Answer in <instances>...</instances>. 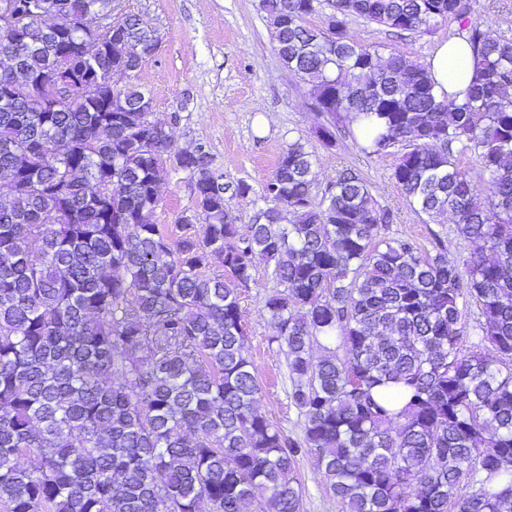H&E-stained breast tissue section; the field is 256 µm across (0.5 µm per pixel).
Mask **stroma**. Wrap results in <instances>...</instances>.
Listing matches in <instances>:
<instances>
[{"label":"stroma","instance_id":"1","mask_svg":"<svg viewBox=\"0 0 512 512\" xmlns=\"http://www.w3.org/2000/svg\"><path fill=\"white\" fill-rule=\"evenodd\" d=\"M256 4L257 0H114L112 12L116 19L134 13L159 34L158 50L136 80L151 89L152 117L169 126L175 148L206 144L225 181L251 185L249 197L226 200L238 218L239 233H247L282 149L299 139L317 158L314 196H321L339 170L356 169L380 205L395 215L386 237L410 238L428 250L440 239L449 260L463 262L469 246L458 235L453 215L426 221L398 189L392 176L396 149L368 156L344 136L338 137L335 147L322 145L314 131L317 119L307 89L283 67ZM349 32L382 56L400 52L423 65L447 40L449 27L442 24L432 34L400 38L388 28L355 18ZM193 205L183 173L167 172L153 221L168 235H178V219ZM276 289L267 267H259L255 284L240 300L242 322L262 388L259 408L297 440L302 418L288 398L286 351L274 342L276 329L263 311L266 296ZM295 471L303 490L302 512H341L311 454L297 456Z\"/></svg>","mask_w":512,"mask_h":512}]
</instances>
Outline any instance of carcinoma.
<instances>
[{"instance_id": "1", "label": "carcinoma", "mask_w": 512, "mask_h": 512, "mask_svg": "<svg viewBox=\"0 0 512 512\" xmlns=\"http://www.w3.org/2000/svg\"><path fill=\"white\" fill-rule=\"evenodd\" d=\"M325 3L335 22L322 34L309 18ZM15 4L22 24L0 31V54L44 90L65 55L72 95L39 112L0 68L5 512H301L303 450L343 512H512V39L471 19L469 0H258L326 117L322 144L344 112L364 154L400 147L393 178L414 211L452 213L470 243L464 279L443 245L382 236L394 214L356 170L315 201L299 140L239 235L225 195L251 185L143 122L153 95L132 78L158 33L132 14L111 21L112 0ZM89 16L103 23L86 29ZM351 17L421 34L457 23L450 37L473 58L463 102L438 99L415 60L358 43ZM467 153L474 176L458 164ZM171 156L195 200L176 237L152 220ZM206 257L231 281L204 273ZM261 263L282 287L263 310L286 347L299 442L258 409L240 300Z\"/></svg>"}]
</instances>
